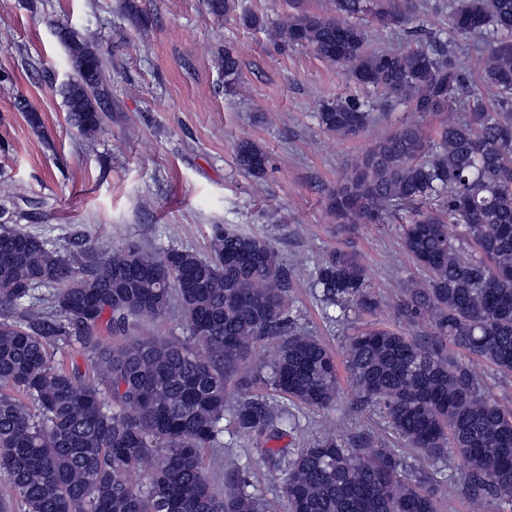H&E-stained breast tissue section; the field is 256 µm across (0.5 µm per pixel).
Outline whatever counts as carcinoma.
I'll return each mask as SVG.
<instances>
[{"label":"carcinoma","mask_w":512,"mask_h":512,"mask_svg":"<svg viewBox=\"0 0 512 512\" xmlns=\"http://www.w3.org/2000/svg\"><path fill=\"white\" fill-rule=\"evenodd\" d=\"M304 2L289 0L275 37L412 112L358 156L327 201L339 224L402 217L403 250L427 275L408 281L395 305L427 332L371 326L344 346L353 405L377 411L402 447L360 448L335 435L295 451L268 447L292 424L289 407L327 409L338 395L334 356L292 315L296 271L274 237L217 224L204 258L132 242L103 251L76 228L58 248L15 227L33 214L0 204V470L11 489L0 512L16 502L23 512H264L247 466L225 473L222 491L209 480L203 451L222 447L227 429L285 472L287 512H441L450 453L466 464L468 497L512 512V410L466 362L475 355L512 374V0H449L448 36L379 50L369 49L365 17L421 31L430 2L326 0L320 11ZM204 4L218 19L235 9V0ZM58 36L70 62L91 56L61 86L70 125L90 137L111 110L95 76L104 59L79 32ZM469 38L480 40L484 66L463 99L471 79L450 47ZM221 62L227 91L240 74L234 47ZM438 114L453 120L431 136L425 121ZM318 120L348 137L371 112L349 98L323 105ZM235 157L254 177L267 171L253 142ZM314 285L344 318L381 305L347 251L322 258ZM174 304L186 339L128 335L130 320L159 319ZM61 342L79 345L85 367L52 358ZM267 346V362L249 366ZM408 450L430 464L412 479Z\"/></svg>","instance_id":"obj_1"}]
</instances>
